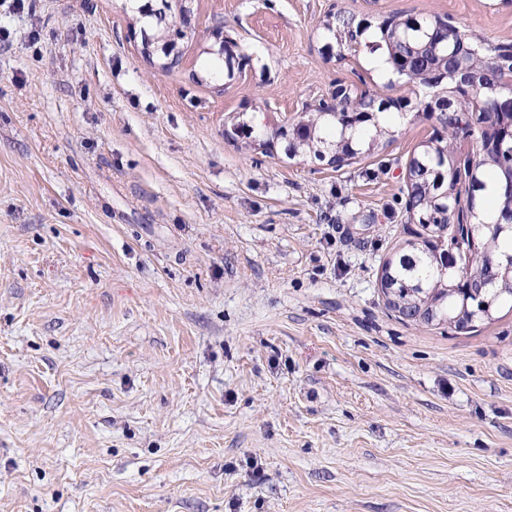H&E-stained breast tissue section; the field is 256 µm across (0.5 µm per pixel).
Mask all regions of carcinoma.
<instances>
[{
    "instance_id": "carcinoma-1",
    "label": "carcinoma",
    "mask_w": 512,
    "mask_h": 512,
    "mask_svg": "<svg viewBox=\"0 0 512 512\" xmlns=\"http://www.w3.org/2000/svg\"><path fill=\"white\" fill-rule=\"evenodd\" d=\"M409 23L385 21L382 42L369 49L386 47L394 72L406 82L439 89L427 109L437 128L408 169L406 209L422 228L421 241L407 242L397 259L385 263L380 288L386 308L402 319L467 330L512 304V234H500L496 226L512 221V194L504 189L512 180V152L498 147L512 112L492 107L508 96L502 77L512 71V54L440 15L410 30ZM325 29L352 50L360 45L363 29L349 18L338 16ZM464 80L467 93L460 90ZM393 106L401 104H377L346 87L333 105L319 104L278 135L288 139L289 156L321 158L328 150L329 164L339 169L392 136L378 115ZM460 140L472 143V153L462 155ZM473 207L485 219L475 245L465 232Z\"/></svg>"
}]
</instances>
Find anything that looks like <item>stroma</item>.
Masks as SVG:
<instances>
[{"instance_id":"obj_1","label":"stroma","mask_w":512,"mask_h":512,"mask_svg":"<svg viewBox=\"0 0 512 512\" xmlns=\"http://www.w3.org/2000/svg\"><path fill=\"white\" fill-rule=\"evenodd\" d=\"M11 3L0 512H512V307L457 332L379 288L420 230L433 91L324 28L439 14L512 44V0H190L173 65L132 0ZM339 84L401 101L392 141L339 170L288 156L277 129Z\"/></svg>"}]
</instances>
